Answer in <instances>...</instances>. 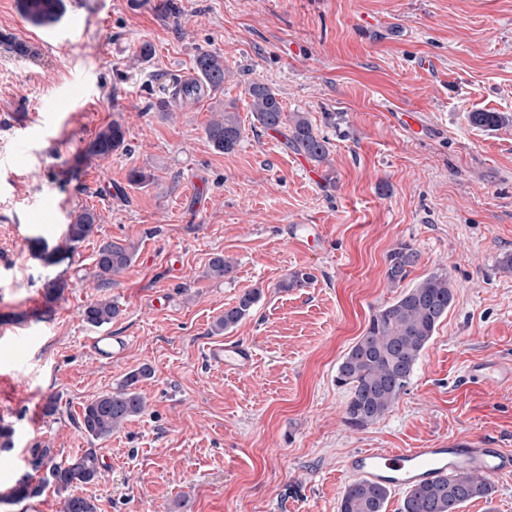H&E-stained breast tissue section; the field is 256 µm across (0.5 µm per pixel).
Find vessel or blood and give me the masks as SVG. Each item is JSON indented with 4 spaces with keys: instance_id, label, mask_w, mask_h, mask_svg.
I'll use <instances>...</instances> for the list:
<instances>
[{
    "instance_id": "obj_1",
    "label": "vessel or blood",
    "mask_w": 512,
    "mask_h": 512,
    "mask_svg": "<svg viewBox=\"0 0 512 512\" xmlns=\"http://www.w3.org/2000/svg\"><path fill=\"white\" fill-rule=\"evenodd\" d=\"M89 344L94 355L107 361L122 357L127 348L123 337L107 332L91 337ZM207 356L210 362L225 370L243 371L252 366L255 350L246 342H225L211 346ZM467 374L470 382L490 387L503 376L512 380V365L503 369L494 364L474 362L468 366ZM343 468L351 478L405 490L459 470L498 478L511 477L512 450L492 447L480 435L451 437L417 448L360 449L345 459Z\"/></svg>"
}]
</instances>
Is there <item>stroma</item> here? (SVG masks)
Here are the masks:
<instances>
[{
  "label": "stroma",
  "mask_w": 512,
  "mask_h": 512,
  "mask_svg": "<svg viewBox=\"0 0 512 512\" xmlns=\"http://www.w3.org/2000/svg\"><path fill=\"white\" fill-rule=\"evenodd\" d=\"M104 2L106 22L76 31L72 14L39 29L18 0H0V33L32 49L0 44V425L14 431L0 451V512H23L5 495L45 477L32 465L45 449L59 459L97 449L103 476L76 492L98 512H336L357 449L470 435L512 449V384L463 379L475 361L512 363V275L498 270L512 254V123L467 119L512 115V0H160L150 12ZM145 42L153 55L140 63ZM201 49L223 56V90L165 117L157 102L193 75ZM255 81L328 138L327 164L308 171L259 126ZM229 103L245 132L222 154L204 129ZM399 112L424 132L398 126ZM113 121L128 151L84 159ZM134 168L151 180L130 184ZM86 207L96 233L63 248L69 215ZM301 222L322 225L323 241L287 240ZM113 238L135 257L105 293L121 309L110 329L128 343L106 362L81 313L102 294L94 257ZM401 242L420 253L409 282L445 271L455 302L406 394L354 431L336 367L395 298L386 259ZM44 243L62 246L59 263L43 260ZM217 253L235 262L222 280L206 274ZM302 268L314 282L281 291ZM55 280L66 287L52 301ZM250 288L262 291L250 316L213 333ZM226 340L254 346L249 369L208 361ZM144 365L146 412L91 440L83 406Z\"/></svg>",
  "instance_id": "stroma-1"
}]
</instances>
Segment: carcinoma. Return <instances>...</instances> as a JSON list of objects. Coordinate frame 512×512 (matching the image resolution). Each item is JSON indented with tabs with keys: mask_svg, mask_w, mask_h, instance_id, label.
<instances>
[{
	"mask_svg": "<svg viewBox=\"0 0 512 512\" xmlns=\"http://www.w3.org/2000/svg\"><path fill=\"white\" fill-rule=\"evenodd\" d=\"M23 19L30 25L51 29L56 27L66 12L65 0H18ZM196 78L213 93L224 88L227 70L219 53L201 49L194 58ZM250 110L254 119L265 130L283 134L286 146L310 162L321 165L328 156L327 139L314 131L304 112L285 114L278 94L265 83L254 82L248 89ZM469 121L480 127L497 128L509 122L501 112H471ZM205 135L212 148L219 153H231L243 139V127L238 113L226 106L210 120ZM127 131L118 122L100 128L84 148L89 159L104 160L118 151L128 150ZM97 213L84 208L69 216L64 233L67 246L77 245L94 236ZM134 258L133 247L121 239L102 242L95 254V288L104 291L117 283ZM419 260L417 250L407 242H400L387 256L386 280L389 287L400 292L388 305L370 318L362 336L344 354L336 368V386L345 390L344 424L353 430H362L388 414L407 389L424 350L448 316L455 299V288L443 271H434L411 286H402ZM232 261L220 254L209 262V274L223 279L231 274ZM315 275L304 270L288 274L278 284L283 291L308 287ZM261 291L246 290L234 305L224 308V314L214 323V331L223 333L234 328L258 304ZM119 304L102 296L83 310L84 323L101 328L120 315ZM150 376V369L142 367L131 373L119 387L104 393L83 406L80 427L93 440L112 436V432L126 422L141 416L147 408L145 398L137 391L136 383ZM34 465L46 468L47 482L63 495L62 512H96V505L88 498L74 493L82 484L97 480L101 474L96 449L88 448L81 454L57 460L49 449L35 459ZM41 487L21 479L11 488L6 498L21 502L39 494ZM494 486L487 477L460 472L433 483L424 484L403 493L399 512H461L469 502L492 501ZM391 490L353 480L338 500L337 512H387Z\"/></svg>",
	"mask_w": 512,
	"mask_h": 512,
	"instance_id": "cac0c4a2",
	"label": "carcinoma"
}]
</instances>
